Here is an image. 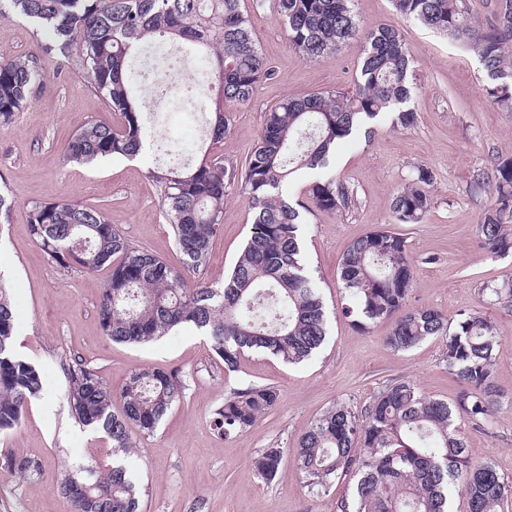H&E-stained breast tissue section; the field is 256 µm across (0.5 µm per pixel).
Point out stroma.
Masks as SVG:
<instances>
[{
    "mask_svg": "<svg viewBox=\"0 0 512 512\" xmlns=\"http://www.w3.org/2000/svg\"><path fill=\"white\" fill-rule=\"evenodd\" d=\"M241 6L270 75L251 101L235 110L224 141L207 150L198 148L202 120L174 118L176 135L197 159L206 153L245 162L259 141L265 112L282 99L352 90L363 35L377 25L395 26L413 58L406 106L416 112V124L394 127L391 112L370 120L331 162L332 174L352 189L354 205L335 214L315 208L304 214L303 249L328 313L327 339L301 364L252 352L238 371L228 372L206 337L190 327L141 345L104 336L96 311L106 271L60 270L33 241L27 209L56 198L100 206L134 246L177 267L180 255L161 207L160 186L150 177L170 163L148 149L131 163L112 156L65 161V147L83 122L113 124L118 116L90 87L77 56L45 55L48 32L20 16H0V58L33 59L47 77L12 123L0 127V194L13 203L8 219L0 221V281L14 300L15 351L44 375L43 392L20 426L0 434V512H70L56 490L62 473L91 464L104 470L116 460L104 434L79 425L68 411L62 364L74 357L99 368L115 389L145 366L178 373L184 383L181 400L154 434L138 437L129 457L144 490L142 512H336L354 477L340 478L327 493L311 494L290 453L314 420L337 403L362 411L393 380H411L426 395L448 401L459 389L442 361L444 337L397 352L385 341L392 320L363 330L346 315L350 299L339 279L342 255L353 240L378 227L397 228L407 241L415 262L411 307L432 308L451 320L477 309L495 322L500 339L494 376L510 398L488 432L463 420L457 427L474 459L492 464L512 484V312L491 293L512 276V252L494 254L480 245L479 224L491 190L470 189L474 171L512 156V112L489 101L488 76L468 50L417 20L398 17L391 0H353L359 37L314 61L290 47L273 5L258 8L253 0H242ZM421 165L433 172L432 207L420 223L396 224L393 198ZM252 217L242 197H227L204 281L223 283L249 237ZM248 385L274 387V407L248 430L218 435L212 411ZM273 445L284 447L285 454L267 480L253 472L251 462ZM11 457L37 461L41 469H9Z\"/></svg>",
    "mask_w": 512,
    "mask_h": 512,
    "instance_id": "stroma-1",
    "label": "stroma"
}]
</instances>
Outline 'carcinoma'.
<instances>
[{"mask_svg":"<svg viewBox=\"0 0 512 512\" xmlns=\"http://www.w3.org/2000/svg\"><path fill=\"white\" fill-rule=\"evenodd\" d=\"M396 14L448 35L475 54L493 83L487 98L512 111V0H498L494 22L472 21L468 0H391ZM352 0H273L288 42L314 61L356 37ZM12 12L49 32L47 55L77 52L85 77L121 121L87 122L65 149L68 162L132 157L145 148L144 106L136 96L130 61L156 38L182 40L206 49L198 84L207 133L224 140L234 109L247 104L269 69L255 42L240 0H0V16ZM410 54L399 31L387 24L371 29L353 91L333 90L290 96L265 113L257 146L242 166L222 157H202L150 178L161 184L162 207L171 224L182 267L169 265L123 235L101 208L68 199L33 203L27 210L30 234L63 271L110 270L97 306L103 334L115 343L144 344L176 327L190 325L207 336L224 370L236 371L247 351L269 352L289 364L309 359L327 335L321 292L302 249V212L286 192L295 174L312 173L307 199L336 213L352 202V190L329 172L336 147L350 138L363 118H374L406 102ZM45 75L32 60L0 58V125L12 122ZM472 182L492 187L479 234L497 254L512 251V157H499L493 172L478 170ZM432 171L416 168L393 200L398 224H418L432 205ZM238 192L253 211L249 237L224 285L215 288L187 274L210 264L211 239L219 228L224 200ZM415 263L402 234L374 230L354 240L340 263L350 293L347 313L365 329L392 317L387 344L408 350L434 336L446 339L442 360L461 388L452 402L432 398L407 379L387 386L361 413L343 404L323 412L292 452L305 487L320 494L341 476L356 482L336 512H449L456 495L467 512H498L512 496L488 464L473 459L455 426L462 417L488 431L505 397L494 379L495 322L473 309L455 325L430 308L407 306ZM496 301L512 308V276L492 289ZM15 315L8 289L0 283V432L19 426L43 376L14 351ZM68 379L67 406L82 426L100 430L112 448L127 455L136 438L153 433L183 395L173 372L144 367L119 391L99 369L80 359L62 364ZM121 410L113 411L114 402ZM276 402L270 386L236 389L213 412L223 435L242 432L268 414ZM284 449L271 446L253 461L254 472L270 479ZM57 492L72 512H139L141 488L127 462L100 473L66 474Z\"/></svg>","mask_w":512,"mask_h":512,"instance_id":"cac0c4a2","label":"carcinoma"}]
</instances>
